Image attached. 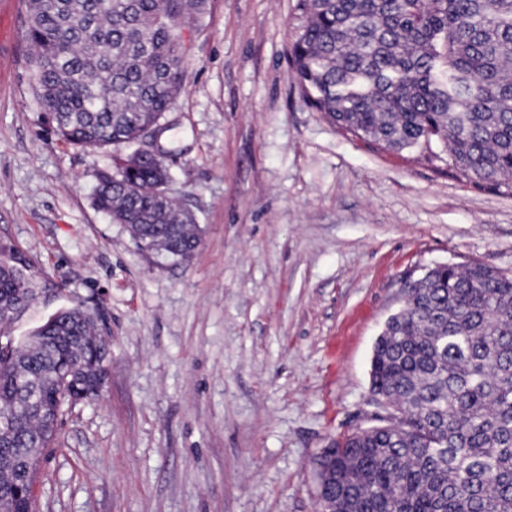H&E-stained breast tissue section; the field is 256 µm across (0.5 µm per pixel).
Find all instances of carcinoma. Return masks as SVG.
I'll return each instance as SVG.
<instances>
[{
	"label": "carcinoma",
	"mask_w": 512,
	"mask_h": 512,
	"mask_svg": "<svg viewBox=\"0 0 512 512\" xmlns=\"http://www.w3.org/2000/svg\"><path fill=\"white\" fill-rule=\"evenodd\" d=\"M204 0H29L37 98L66 142L86 151L137 143L181 88L183 30ZM307 25L291 77L335 126L394 152L427 150L460 180L512 196V0H301ZM158 157L117 159L95 206L135 242L169 229L182 259L192 216L164 193ZM47 287L0 245L6 326ZM40 346L0 353V456L32 458L57 416L104 378L96 323L61 308ZM388 416L327 449L338 512H512V276L441 263L412 281L370 364Z\"/></svg>",
	"instance_id": "carcinoma-1"
}]
</instances>
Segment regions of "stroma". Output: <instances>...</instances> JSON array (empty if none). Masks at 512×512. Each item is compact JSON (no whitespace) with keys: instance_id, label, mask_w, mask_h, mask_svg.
<instances>
[{"instance_id":"obj_1","label":"stroma","mask_w":512,"mask_h":512,"mask_svg":"<svg viewBox=\"0 0 512 512\" xmlns=\"http://www.w3.org/2000/svg\"><path fill=\"white\" fill-rule=\"evenodd\" d=\"M27 4L0 0V244L58 289L10 334L79 303L108 350L100 397L41 456L34 512H317L314 458L380 412L370 362L405 277L512 275V198L308 105L300 0H206L161 141L200 244L160 259L92 203L127 147L74 148L36 98Z\"/></svg>"}]
</instances>
